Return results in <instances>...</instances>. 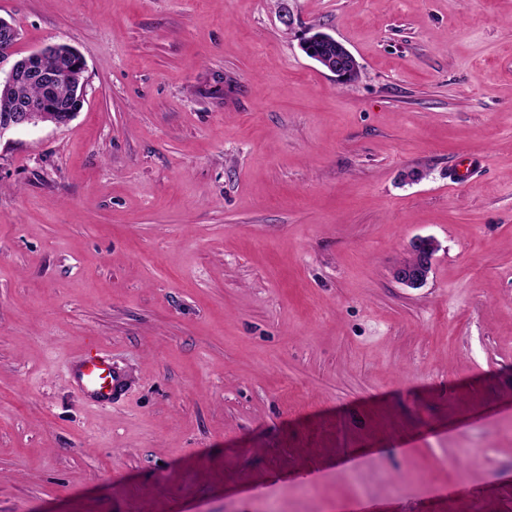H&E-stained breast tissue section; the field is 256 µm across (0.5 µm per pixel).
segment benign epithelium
I'll return each instance as SVG.
<instances>
[{"mask_svg": "<svg viewBox=\"0 0 512 512\" xmlns=\"http://www.w3.org/2000/svg\"><path fill=\"white\" fill-rule=\"evenodd\" d=\"M313 40L321 41L325 45L324 53L314 57V61L330 72L336 80L345 79L347 62L353 59L348 48L331 34L322 31L308 36L307 41ZM19 41L18 28L0 18V88L11 89L18 84L29 83L39 85L42 93L37 99L17 98L0 113V137L32 125L36 118L42 122L60 125L56 114L58 105L55 101V90L59 80L64 77L71 81L73 88L66 121H71L85 102V64L73 46L57 42L20 56L16 50ZM409 249L415 261L403 262L395 267L393 277L408 288H421L427 283L432 271L438 244L430 237H415L410 241Z\"/></svg>", "mask_w": 512, "mask_h": 512, "instance_id": "7a95c632", "label": "benign epithelium"}]
</instances>
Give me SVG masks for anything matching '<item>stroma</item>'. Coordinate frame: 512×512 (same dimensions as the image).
<instances>
[{
    "label": "stroma",
    "instance_id": "1",
    "mask_svg": "<svg viewBox=\"0 0 512 512\" xmlns=\"http://www.w3.org/2000/svg\"><path fill=\"white\" fill-rule=\"evenodd\" d=\"M0 17L86 83L0 137V512H512V0ZM87 351L112 405L70 378ZM313 40L323 42L325 50L322 55L311 59L317 62L324 70L330 72L336 78V81L345 79L347 75V71L345 70L347 62L354 59L348 48L331 34L322 31L312 32L308 38L306 37L304 39L303 42L305 43H303V45L306 46ZM437 242L430 237H415L409 243L413 263H401L393 270V277L408 288H421L432 271L433 260L438 251ZM74 377L87 397L102 405H111L124 393L121 376L99 354L83 359L76 366Z\"/></svg>",
    "mask_w": 512,
    "mask_h": 512
}]
</instances>
